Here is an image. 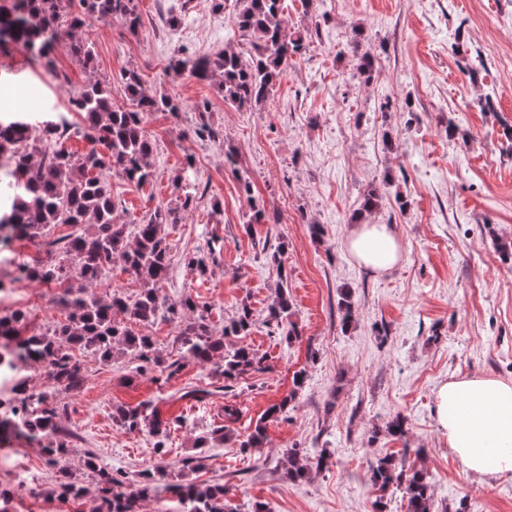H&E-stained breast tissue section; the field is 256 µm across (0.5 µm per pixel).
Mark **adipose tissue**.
<instances>
[{
    "label": "adipose tissue",
    "mask_w": 512,
    "mask_h": 512,
    "mask_svg": "<svg viewBox=\"0 0 512 512\" xmlns=\"http://www.w3.org/2000/svg\"><path fill=\"white\" fill-rule=\"evenodd\" d=\"M348 248L375 272L391 270L402 255L388 224L356 225ZM435 414L448 446L464 467L482 475L512 471V384L492 376L448 380L435 393Z\"/></svg>",
    "instance_id": "ef3b65f1"
}]
</instances>
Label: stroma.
<instances>
[{"mask_svg": "<svg viewBox=\"0 0 512 512\" xmlns=\"http://www.w3.org/2000/svg\"><path fill=\"white\" fill-rule=\"evenodd\" d=\"M143 28L131 35L120 21L88 19L95 44L90 66L74 61L66 42L47 70L24 50L0 52V99L23 112L65 111L94 80L108 81L124 104L120 72L139 70L152 93L176 96L178 115L156 112L145 121L154 143L153 182L138 188L113 178L128 217L140 219L158 202H176L178 184L196 197L181 221L163 233L170 273L160 292L212 307L211 325L222 332L241 302L255 326L245 337L225 338V349L246 344L267 357L268 368L225 382L211 366L185 363L172 377L141 373L134 352L111 362L76 352L86 381L61 394L63 426L77 435L69 451L73 480L86 489L85 512L99 501L95 475L84 461L135 482L157 467L170 480L225 485L238 512L261 502L267 512H375L369 465L401 455L425 470L441 512H512V473L464 470L435 416V392L448 379L491 375L512 382V261L499 245L512 242V0H285L291 28L307 36L287 77L263 106L225 104L214 83L169 73L175 55L190 58L244 47L234 18L239 0H137ZM181 22L172 27L170 14ZM375 59L371 82L354 79L363 53ZM209 100L207 119L218 136L193 130L196 105ZM233 150L237 167L224 162ZM193 173H184L186 156ZM247 171L269 223L254 224L237 170ZM378 189L379 207L360 215L364 194ZM392 225L403 244L401 261L387 273L358 264L346 247L356 220ZM283 265L272 262L279 244ZM199 257L204 270L188 267ZM47 252L40 239L23 238L0 252V277ZM287 288L292 319L301 333L290 342L265 326L280 288ZM46 284L19 281L0 316L28 314V331H45L62 317ZM350 297L355 319L342 327L339 302ZM187 311L142 327L153 353L171 362L182 356ZM302 385H295V375ZM210 389L206 401L183 398ZM286 413L265 411L288 394ZM239 415L231 428L246 434L266 422L262 447L198 437L224 423L225 403ZM149 403L170 429L165 454L148 432L131 433L113 420L115 408ZM407 433L386 431L395 416ZM326 453L328 469L301 483L284 476L286 448ZM10 464L17 512H71L50 497L54 469L38 446L0 448Z\"/></svg>", "mask_w": 512, "mask_h": 512, "instance_id": "stroma-1", "label": "stroma"}]
</instances>
